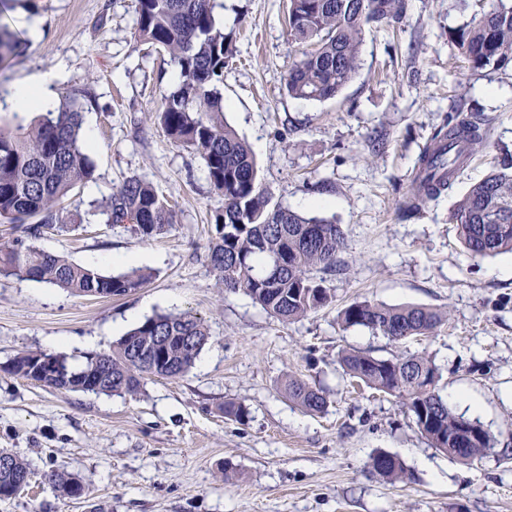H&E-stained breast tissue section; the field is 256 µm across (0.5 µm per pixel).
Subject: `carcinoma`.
Listing matches in <instances>:
<instances>
[{"label": "carcinoma", "instance_id": "carcinoma-1", "mask_svg": "<svg viewBox=\"0 0 512 512\" xmlns=\"http://www.w3.org/2000/svg\"><path fill=\"white\" fill-rule=\"evenodd\" d=\"M216 0H135L139 42L166 53L180 81L163 97L158 120L173 142L198 154L205 178L222 198L213 215L216 237L209 262L216 285L242 291L282 322L305 317L331 302L326 276L336 272L344 235L339 225L307 217L272 201L259 178L250 147L224 121V99L218 91L233 45L214 17ZM406 0H289L288 26L293 40L305 46L288 69V96L322 101L335 97L359 68L365 29L401 22ZM457 45L473 69L512 66V3L498 4L479 22L457 35ZM22 50L20 38L0 24V66ZM83 105L69 95L61 109L45 112L29 124L0 123V220L16 225L22 235L0 242V274L45 283L74 296H125L147 284L152 273L139 268L108 274L26 243L44 228L66 223L64 201L94 179V164L81 137ZM488 119L481 113L448 116L432 135L419 159V172L401 209L409 217L452 186L450 173L467 164L485 146ZM105 223L130 224L141 238L167 233L176 213L142 176H131L112 192L102 209ZM459 236L474 257L512 254V153L457 202L452 216ZM347 327L360 326L392 342L427 336L445 315L420 305L386 306L369 300L347 305L339 313ZM170 343L161 344V337ZM209 331L190 311L146 319L103 353L104 371L112 383L95 381L98 354L70 367L65 379L30 374L37 353L25 351L7 364V372L42 386L72 392L133 396L147 377L187 374L206 345ZM146 359H137L130 346ZM347 374L402 403L413 423L435 448L471 460L494 447L495 437L477 420L457 416L440 394L441 373L419 354L375 358L345 352ZM288 399L310 413H322L328 397L304 380L290 377ZM372 472L404 480V463L389 453L370 458ZM31 472L19 455L0 450V500L11 499L14 482ZM46 478L58 490L80 497L82 479L53 469Z\"/></svg>", "mask_w": 512, "mask_h": 512}]
</instances>
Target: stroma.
Returning <instances> with one entry per match:
<instances>
[{
    "label": "stroma",
    "instance_id": "1",
    "mask_svg": "<svg viewBox=\"0 0 512 512\" xmlns=\"http://www.w3.org/2000/svg\"><path fill=\"white\" fill-rule=\"evenodd\" d=\"M221 2L235 50L219 85L224 117L251 146L274 201L340 225L333 301L284 323L245 293L216 287L207 253L222 201L202 159L155 118L178 72L137 41L134 0H7L0 23L27 47L0 68V117L32 120L14 106L22 82L51 79L57 104L90 93L83 132L95 178L73 199L77 223L44 231L34 246L113 273L128 256L154 277L99 298L0 276V449L32 470L26 492L0 501V512H512V256L472 257L450 221L501 149L512 150V69L471 70L454 40L497 0H408L400 24L366 30L356 75L324 101L284 91L299 56L286 0ZM459 105L490 118L486 147L447 193L401 218L423 149ZM132 175L175 206L160 238L140 239L99 213ZM364 299L447 319L395 344L341 323L339 312ZM185 310L205 321L208 343L185 376L145 380L133 397L55 390L3 370L26 350L77 364L147 317ZM345 351L431 359L449 409L479 421L495 447L471 461L434 448L397 398L351 383ZM291 376L326 392L324 413L289 401ZM230 401L246 407L245 422L225 417ZM379 452L398 456L409 479L372 473ZM56 468L82 477L84 495H60L44 478Z\"/></svg>",
    "mask_w": 512,
    "mask_h": 512
}]
</instances>
